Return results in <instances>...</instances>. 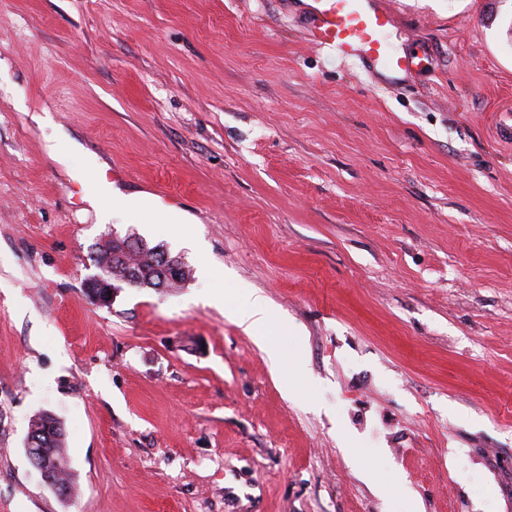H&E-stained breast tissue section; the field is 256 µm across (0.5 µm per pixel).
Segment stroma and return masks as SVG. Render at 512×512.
<instances>
[{
	"label": "stroma",
	"mask_w": 512,
	"mask_h": 512,
	"mask_svg": "<svg viewBox=\"0 0 512 512\" xmlns=\"http://www.w3.org/2000/svg\"><path fill=\"white\" fill-rule=\"evenodd\" d=\"M389 4L393 87L299 0H0V512H512V0ZM114 230L184 286L93 302ZM111 195L112 200H115L119 204L128 206L132 211L139 212L141 210V205L138 203V200L133 202L126 201L118 190L113 189L112 185L106 182L94 184L90 187L87 191L86 199L89 201L91 206L95 207L99 198ZM274 317L273 311L267 299L259 293L249 292L245 296L244 302L235 310V322L243 329L254 335L259 348L267 354L273 364L278 361V352L267 341V336L255 334L258 329L267 325ZM30 430L33 439H35L33 442L32 437L29 436ZM29 431L27 432L26 441L29 436L28 442L32 443L31 446L27 444V448L32 465L40 472L44 481L52 484L58 494L63 495L62 487L48 477V473L43 469L41 462L36 459V451L32 448H39L42 460L48 464V467L53 468L56 480L65 486L67 494L71 495L73 490L72 474L70 462L69 470L67 466L68 455L64 448V433L61 423L51 413L41 411L32 417Z\"/></svg>",
	"instance_id": "stroma-1"
}]
</instances>
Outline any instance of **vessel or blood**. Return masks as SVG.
<instances>
[{
  "instance_id": "1",
  "label": "vessel or blood",
  "mask_w": 512,
  "mask_h": 512,
  "mask_svg": "<svg viewBox=\"0 0 512 512\" xmlns=\"http://www.w3.org/2000/svg\"><path fill=\"white\" fill-rule=\"evenodd\" d=\"M306 38L344 66L370 64L389 79L420 69L419 56L394 49L385 0H307Z\"/></svg>"
}]
</instances>
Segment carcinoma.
Returning <instances> with one entry per match:
<instances>
[{
	"instance_id": "1",
	"label": "carcinoma",
	"mask_w": 512,
	"mask_h": 512,
	"mask_svg": "<svg viewBox=\"0 0 512 512\" xmlns=\"http://www.w3.org/2000/svg\"><path fill=\"white\" fill-rule=\"evenodd\" d=\"M126 239L113 235L103 243L95 244L90 252L92 264L105 269L107 278L105 283L113 288L124 280L125 271L132 268L137 271V282L129 284V287L162 290L177 287V284L185 280V269L165 279L160 278L161 272L158 259L159 249L142 244L134 255L124 251ZM32 431L33 442L31 447L39 449L42 460L53 469L58 482L65 486L67 492H72L73 483L71 471L68 470V455L64 448V433L61 423L49 412L41 411L35 414L29 424Z\"/></svg>"
}]
</instances>
